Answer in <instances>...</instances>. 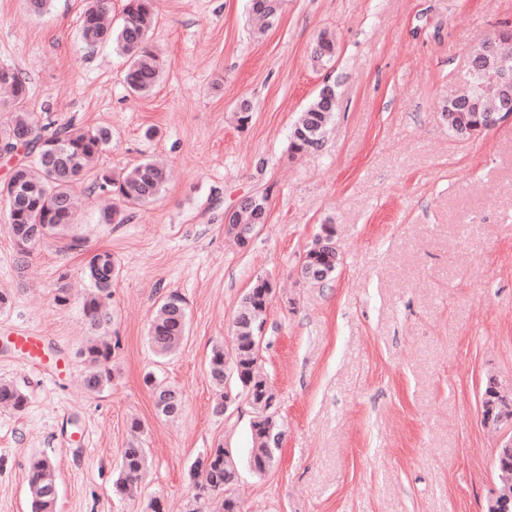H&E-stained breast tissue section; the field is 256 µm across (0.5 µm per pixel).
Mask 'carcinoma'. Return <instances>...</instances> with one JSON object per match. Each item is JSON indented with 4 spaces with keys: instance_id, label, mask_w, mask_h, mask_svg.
<instances>
[{
    "instance_id": "carcinoma-1",
    "label": "carcinoma",
    "mask_w": 512,
    "mask_h": 512,
    "mask_svg": "<svg viewBox=\"0 0 512 512\" xmlns=\"http://www.w3.org/2000/svg\"><path fill=\"white\" fill-rule=\"evenodd\" d=\"M252 13L263 21L259 33L272 28L283 10V0H251ZM156 11V0H124L121 19L117 24L108 22L112 17V0H87L80 16L79 32L89 44L110 40L117 52L126 60L124 82L134 97H147L154 93L162 81L165 61L155 52L148 38ZM336 44L327 34L319 35L314 58L326 63L333 59ZM478 67L468 74L465 91L444 101L442 112L449 114L448 132L456 137H470L486 130L484 116L497 103L498 67L492 57L483 54V46L471 51ZM0 86L10 90L6 102L11 111L18 113L5 130H0V153L9 156L24 150L29 163L18 170L17 195L11 191L0 197L6 215V224L14 240L18 259L26 261L34 252L54 246L63 253L82 252L85 238L76 232L79 185L89 182L88 190L110 192L117 205L100 214V224H124L126 211L135 206L153 202L161 194L167 181L164 168L153 162L138 164L119 171L98 166L105 151L108 137L101 129L78 127L73 122L60 125L43 124L40 118L27 110L29 82L20 71L0 66ZM336 107L328 106L317 92L299 113L289 135V151L303 155L321 147ZM269 204L260 199L250 208H241L224 227V233L238 238V224H261L266 221ZM326 237L325 246L310 247L302 258L301 277L310 283L322 279L309 274V270H336V248L332 243V229L321 225ZM119 269L110 251H99L89 257L86 274L90 292L83 303L85 318L97 329L106 328L103 312V292L112 284ZM274 296V284L259 277L244 295L234 319L236 346L233 352L224 351V345L212 347L208 368L217 396L215 412L224 413V361H230L240 385V394L250 396L256 411L251 423L255 448L249 454V466L262 473L273 466L276 449L267 447V434L282 433L275 416L277 395L268 377L260 372L258 361L264 341L258 336V327L265 323L267 309ZM53 300L56 305L70 304L68 272L60 271ZM189 334L184 298L172 291L161 297L159 308L148 330L147 341L152 352L160 359L175 354ZM119 343H111L106 336H94L79 352L86 369V387L98 393L115 379L112 359ZM27 406V397L16 385L0 381V407L17 412ZM148 450L143 444H132L123 449L119 477L115 482L119 491L130 497L138 494L140 482L147 470ZM187 479L196 493L189 512H207L210 499L221 501V512H238L235 486L238 482L229 449L219 444L208 449L189 467ZM31 512H55L57 489L53 465L40 458L31 465L29 478Z\"/></svg>"
}]
</instances>
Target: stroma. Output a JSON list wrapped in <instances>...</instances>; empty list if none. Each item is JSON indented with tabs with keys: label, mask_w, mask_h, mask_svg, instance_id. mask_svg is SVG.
I'll return each mask as SVG.
<instances>
[{
	"label": "stroma",
	"mask_w": 512,
	"mask_h": 512,
	"mask_svg": "<svg viewBox=\"0 0 512 512\" xmlns=\"http://www.w3.org/2000/svg\"><path fill=\"white\" fill-rule=\"evenodd\" d=\"M83 0L44 13L0 0V66L21 71L30 108L110 135L103 166L166 165L155 202L124 224L97 223L115 198H83L80 232L120 266L108 302L118 339L114 385L94 395L79 350L84 256L42 250L21 263L0 224V381L28 395L0 408V512H30L31 462L51 459L57 512H188L186 473L217 444L231 448L240 512H487L494 454L512 439L481 423L488 378L512 389V122L467 140L448 132L443 100L468 73L471 49L512 22V0H285L278 24L252 35L249 0H157L150 40L168 59L160 87L129 96L125 60L77 35ZM336 58L316 66L321 31ZM339 107L323 146L288 151L298 113L323 80ZM253 103L239 125L234 107ZM156 128L146 137L147 128ZM269 195L248 247L224 234V212ZM331 225L335 274L311 285L303 254ZM68 269L73 299L53 301ZM276 284L261 365L279 393L277 463L248 467L252 409L216 414L207 360L257 277ZM180 293L189 334L158 362L147 343L160 298ZM51 353L32 365L17 330ZM176 387L181 410L158 415L144 375ZM148 470L136 500L115 488L132 422Z\"/></svg>",
	"instance_id": "1"
}]
</instances>
